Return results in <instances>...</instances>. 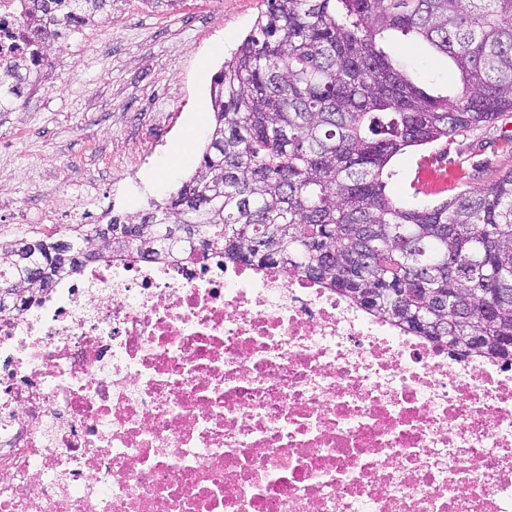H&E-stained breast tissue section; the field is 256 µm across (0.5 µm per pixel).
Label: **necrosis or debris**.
I'll return each mask as SVG.
<instances>
[{
  "instance_id": "1",
  "label": "necrosis or debris",
  "mask_w": 512,
  "mask_h": 512,
  "mask_svg": "<svg viewBox=\"0 0 512 512\" xmlns=\"http://www.w3.org/2000/svg\"><path fill=\"white\" fill-rule=\"evenodd\" d=\"M224 0H112V27ZM56 30L0 0V61ZM0 512H512V364L278 267L88 265L0 314Z\"/></svg>"
}]
</instances>
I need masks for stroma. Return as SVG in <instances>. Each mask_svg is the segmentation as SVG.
Listing matches in <instances>:
<instances>
[{"instance_id":"35a3bbf8","label":"stroma","mask_w":512,"mask_h":512,"mask_svg":"<svg viewBox=\"0 0 512 512\" xmlns=\"http://www.w3.org/2000/svg\"><path fill=\"white\" fill-rule=\"evenodd\" d=\"M263 8V0H224L220 27L193 17L159 30L135 19L117 32L107 7L96 34L61 39L52 58L64 90L23 96L0 112V242L62 234L100 213H142L174 192L200 165L212 126L211 78ZM383 47L420 86L454 88L446 57L398 33ZM506 130L512 115L407 150L391 163L389 195L436 204L484 185L491 172L512 168L500 140Z\"/></svg>"}]
</instances>
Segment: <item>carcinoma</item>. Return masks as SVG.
I'll return each instance as SVG.
<instances>
[{"instance_id":"carcinoma-1","label":"carcinoma","mask_w":512,"mask_h":512,"mask_svg":"<svg viewBox=\"0 0 512 512\" xmlns=\"http://www.w3.org/2000/svg\"><path fill=\"white\" fill-rule=\"evenodd\" d=\"M104 0H42L77 33ZM390 32L450 59L432 95L378 46ZM26 68L0 64V112ZM200 167L139 221L0 243V314L114 257L222 254L286 267L405 332L512 361V168L434 206L386 193L391 161L512 112V0H267L210 87ZM480 341L461 344L458 336Z\"/></svg>"}]
</instances>
